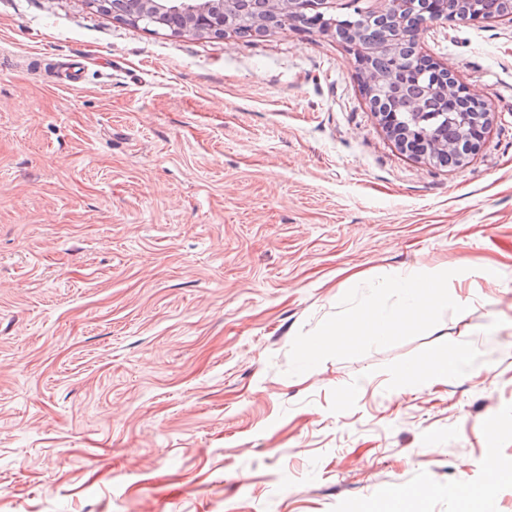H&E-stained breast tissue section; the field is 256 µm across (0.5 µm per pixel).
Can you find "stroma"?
<instances>
[{"label":"stroma","instance_id":"obj_1","mask_svg":"<svg viewBox=\"0 0 512 512\" xmlns=\"http://www.w3.org/2000/svg\"><path fill=\"white\" fill-rule=\"evenodd\" d=\"M419 52L490 114L452 170L398 148L334 33L0 0V512H512V23ZM398 272L452 305L329 339L400 307ZM463 360L461 350L455 348L448 351V357L432 359L423 366H415L407 372V376H415L424 382L441 381L448 378V373L456 370Z\"/></svg>","mask_w":512,"mask_h":512}]
</instances>
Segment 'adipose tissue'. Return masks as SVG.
I'll return each instance as SVG.
<instances>
[{
    "label": "adipose tissue",
    "instance_id": "1",
    "mask_svg": "<svg viewBox=\"0 0 512 512\" xmlns=\"http://www.w3.org/2000/svg\"><path fill=\"white\" fill-rule=\"evenodd\" d=\"M387 285L398 289L404 297L399 310L390 314L375 310L367 317L355 316L348 325L335 327L331 332L332 338L349 333L356 336H379L383 331H391L399 326L412 327L417 325L420 317L450 301L444 281L438 278L424 279L413 274L393 275L388 278Z\"/></svg>",
    "mask_w": 512,
    "mask_h": 512
}]
</instances>
